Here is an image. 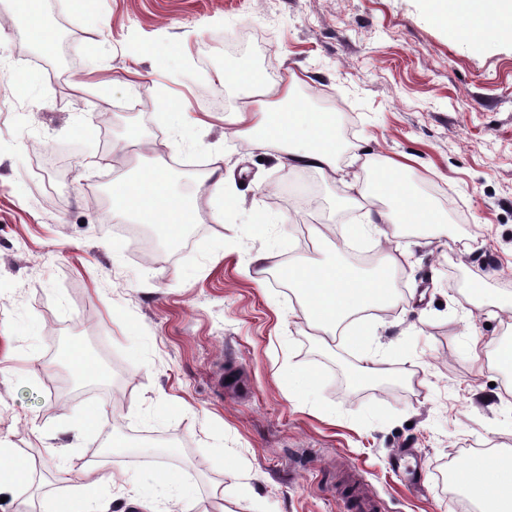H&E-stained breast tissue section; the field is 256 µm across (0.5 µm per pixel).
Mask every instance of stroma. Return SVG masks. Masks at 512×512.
<instances>
[{
    "mask_svg": "<svg viewBox=\"0 0 512 512\" xmlns=\"http://www.w3.org/2000/svg\"><path fill=\"white\" fill-rule=\"evenodd\" d=\"M53 55L0 26V434L43 488L22 512L85 491L118 512L130 491L178 477L189 501L161 512H345L338 480L361 470L381 512H461L440 473L477 451L512 453V387L479 370L512 336V39L467 38L426 0H43ZM136 57L137 76L125 66ZM249 72V85L224 71ZM297 79V101L336 115L345 145L402 161L399 179L443 227H386L342 251L395 300L366 347L322 338L295 288L253 280L256 253L332 258L311 228L362 221L348 189L282 166L222 117L259 79ZM91 83L83 97L74 81ZM201 119L175 137L169 109ZM144 147L134 152L130 137ZM224 155V195L201 179ZM224 221L146 254L113 232L109 189L136 156ZM398 265L384 263V240ZM488 288L482 310L471 289ZM81 340L101 384L61 358ZM383 367L387 386L356 376ZM61 430L66 456L36 453L33 426ZM113 440L83 480L87 451ZM70 481H61L60 470Z\"/></svg>",
    "mask_w": 512,
    "mask_h": 512,
    "instance_id": "stroma-1",
    "label": "stroma"
}]
</instances>
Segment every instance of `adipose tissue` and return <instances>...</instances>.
Listing matches in <instances>:
<instances>
[{
	"label": "adipose tissue",
	"mask_w": 512,
	"mask_h": 512,
	"mask_svg": "<svg viewBox=\"0 0 512 512\" xmlns=\"http://www.w3.org/2000/svg\"><path fill=\"white\" fill-rule=\"evenodd\" d=\"M428 8L464 33L495 30L512 35V0H428ZM295 92L292 81L269 86L263 99L225 113L224 122L233 134L251 140L256 147L280 150L289 166L313 168L326 178H336L340 173L336 115L298 111ZM399 167L397 161H386V171L375 184L374 193L386 200V208L367 207L369 193L355 188L350 200L364 208L357 234L373 233L386 224L437 223L430 200L391 178V171ZM110 199L114 220L153 224L174 240L188 225L200 221L197 198L171 192L168 170L155 166L114 177ZM283 271L299 294L303 319L313 330L367 345L370 331L354 317L386 304L390 298L386 277L366 279L356 267L334 262L314 265L296 261L285 265ZM456 479L472 498L487 505V512H512V462L476 454L457 469Z\"/></svg>",
	"instance_id": "ef3b65f1"
}]
</instances>
